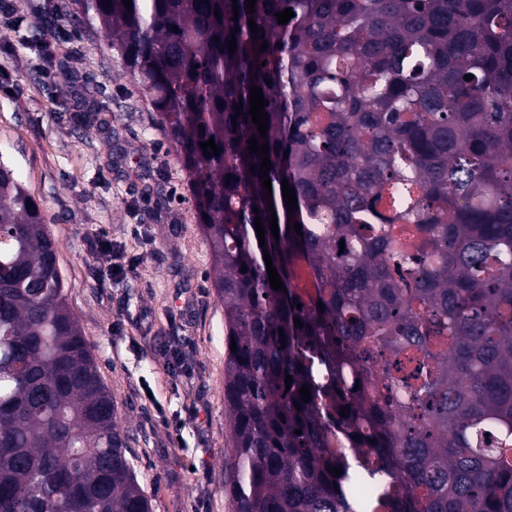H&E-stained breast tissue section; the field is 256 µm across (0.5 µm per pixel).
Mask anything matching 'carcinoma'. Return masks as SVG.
I'll return each mask as SVG.
<instances>
[{"label": "carcinoma", "instance_id": "1", "mask_svg": "<svg viewBox=\"0 0 512 512\" xmlns=\"http://www.w3.org/2000/svg\"><path fill=\"white\" fill-rule=\"evenodd\" d=\"M244 4L59 5L106 31L191 179L224 306L230 512H512V0ZM0 512H150L56 240L2 163Z\"/></svg>", "mask_w": 512, "mask_h": 512}]
</instances>
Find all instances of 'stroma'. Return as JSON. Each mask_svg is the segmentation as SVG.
I'll return each mask as SVG.
<instances>
[{
    "instance_id": "obj_1",
    "label": "stroma",
    "mask_w": 512,
    "mask_h": 512,
    "mask_svg": "<svg viewBox=\"0 0 512 512\" xmlns=\"http://www.w3.org/2000/svg\"><path fill=\"white\" fill-rule=\"evenodd\" d=\"M107 42L48 0L0 13V161L43 209L151 512H228L209 248L189 176ZM145 173L159 194L141 196Z\"/></svg>"
}]
</instances>
